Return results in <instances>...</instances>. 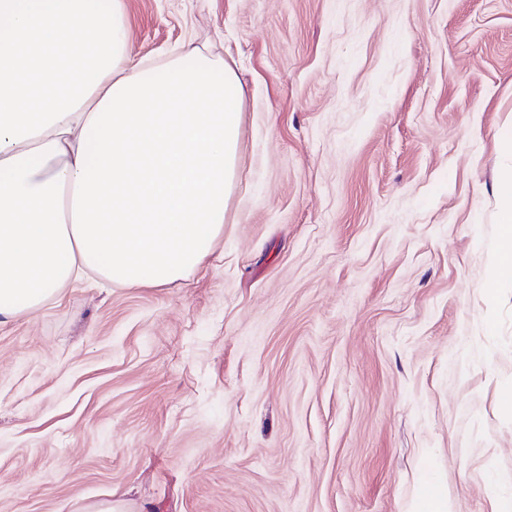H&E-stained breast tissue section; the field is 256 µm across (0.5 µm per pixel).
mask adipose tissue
<instances>
[{"mask_svg":"<svg viewBox=\"0 0 512 512\" xmlns=\"http://www.w3.org/2000/svg\"><path fill=\"white\" fill-rule=\"evenodd\" d=\"M242 88L195 48L134 62L122 0H0V324L85 272L186 279L224 232ZM491 262L512 271V166Z\"/></svg>","mask_w":512,"mask_h":512,"instance_id":"obj_1","label":"adipose tissue"}]
</instances>
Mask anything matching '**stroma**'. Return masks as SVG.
<instances>
[{"label": "stroma", "instance_id": "1", "mask_svg": "<svg viewBox=\"0 0 512 512\" xmlns=\"http://www.w3.org/2000/svg\"><path fill=\"white\" fill-rule=\"evenodd\" d=\"M130 50L243 91L180 285L0 326V512H489L512 480V0H124ZM500 219L497 243L490 250L491 262L498 272L512 271V166L499 175Z\"/></svg>", "mask_w": 512, "mask_h": 512}]
</instances>
